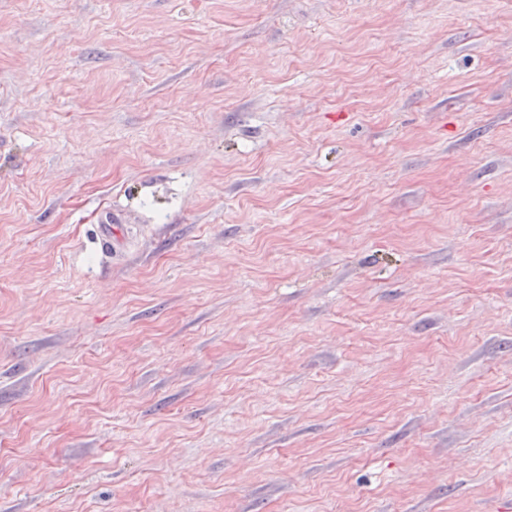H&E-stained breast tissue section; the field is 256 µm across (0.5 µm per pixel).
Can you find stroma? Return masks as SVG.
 <instances>
[{
    "label": "stroma",
    "instance_id": "1",
    "mask_svg": "<svg viewBox=\"0 0 512 512\" xmlns=\"http://www.w3.org/2000/svg\"><path fill=\"white\" fill-rule=\"evenodd\" d=\"M0 512H512V0H0Z\"/></svg>",
    "mask_w": 512,
    "mask_h": 512
}]
</instances>
